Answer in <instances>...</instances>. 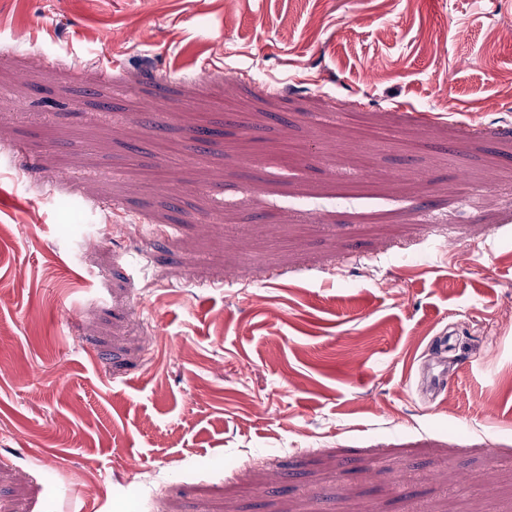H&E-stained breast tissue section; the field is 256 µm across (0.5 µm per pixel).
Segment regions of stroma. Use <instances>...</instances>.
Masks as SVG:
<instances>
[{"mask_svg": "<svg viewBox=\"0 0 512 512\" xmlns=\"http://www.w3.org/2000/svg\"><path fill=\"white\" fill-rule=\"evenodd\" d=\"M507 27L0 0V512H512Z\"/></svg>", "mask_w": 512, "mask_h": 512, "instance_id": "35a3bbf8", "label": "stroma"}]
</instances>
